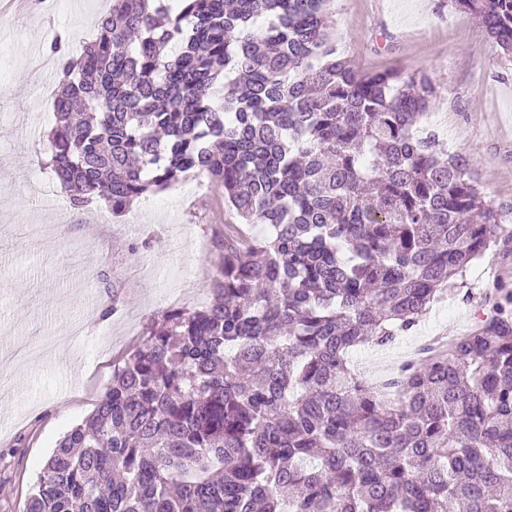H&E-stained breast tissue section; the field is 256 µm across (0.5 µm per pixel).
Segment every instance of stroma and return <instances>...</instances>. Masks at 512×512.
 <instances>
[{
  "label": "stroma",
  "mask_w": 512,
  "mask_h": 512,
  "mask_svg": "<svg viewBox=\"0 0 512 512\" xmlns=\"http://www.w3.org/2000/svg\"><path fill=\"white\" fill-rule=\"evenodd\" d=\"M111 6L40 0L0 15V512H20L57 441L91 415L149 325L211 300L224 229L238 222L211 184L190 198L172 188L140 198L123 217L100 201L67 207L40 159L60 80L49 46L62 35L79 55ZM328 9L338 52L359 70L430 76L438 99L425 127L470 160L505 229L467 273L469 300L436 304L391 346L352 351L372 383L423 344L470 331L488 289L512 290V60L473 15L441 0H330ZM111 303L116 312L104 315Z\"/></svg>",
  "instance_id": "obj_1"
}]
</instances>
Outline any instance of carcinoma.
I'll return each instance as SVG.
<instances>
[{
  "mask_svg": "<svg viewBox=\"0 0 512 512\" xmlns=\"http://www.w3.org/2000/svg\"><path fill=\"white\" fill-rule=\"evenodd\" d=\"M329 0H112L65 54L49 163L114 215L189 172L224 189L213 298L152 323L23 512H512V291L381 386L386 347L502 230L422 119V72L337 52ZM512 57V0H450Z\"/></svg>",
  "mask_w": 512,
  "mask_h": 512,
  "instance_id": "obj_1",
  "label": "carcinoma"
}]
</instances>
